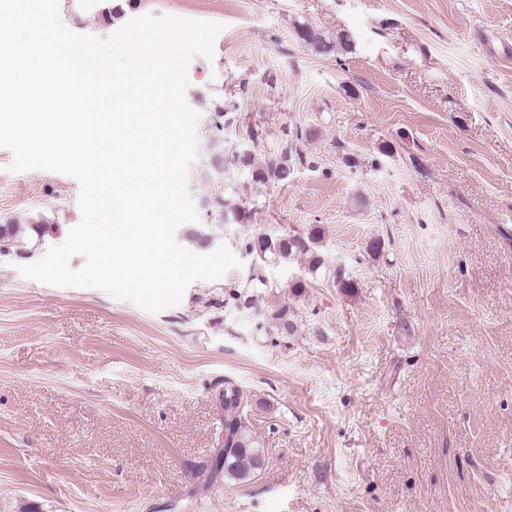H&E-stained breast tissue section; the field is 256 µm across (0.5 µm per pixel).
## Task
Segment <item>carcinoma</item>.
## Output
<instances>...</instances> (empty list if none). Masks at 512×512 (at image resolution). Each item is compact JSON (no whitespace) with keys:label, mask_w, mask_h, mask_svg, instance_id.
Listing matches in <instances>:
<instances>
[{"label":"carcinoma","mask_w":512,"mask_h":512,"mask_svg":"<svg viewBox=\"0 0 512 512\" xmlns=\"http://www.w3.org/2000/svg\"><path fill=\"white\" fill-rule=\"evenodd\" d=\"M298 34L310 48L319 55L348 53L353 48L352 34L346 30L330 37L302 25ZM233 105L224 101L214 104L210 119L211 151L207 163L200 171L202 180L213 186V193L206 201L205 210L212 224H246L256 213L254 194L260 187L270 184H286L294 171L293 160L297 149L282 144L269 153L264 162L256 161L251 145L258 142L261 133L250 129L248 142L236 148L226 146L225 130L234 124L231 117ZM22 233L19 222L12 220L0 225V243L13 246ZM324 232L319 225H311L304 233L282 234L271 230L248 236L241 240L244 252L253 257L251 270L242 290L232 293V298L243 308H252L256 294L278 287L265 276L264 266L291 262L302 257L308 260V268L314 272L323 266L317 251ZM295 324L290 318L289 308L284 305L270 316L269 332L273 335H290ZM224 429L234 434L237 450L224 449V479L247 481L257 474L264 465V454L257 446L247 427V416L251 404L248 397L234 383L225 382Z\"/></svg>","instance_id":"carcinoma-1"}]
</instances>
